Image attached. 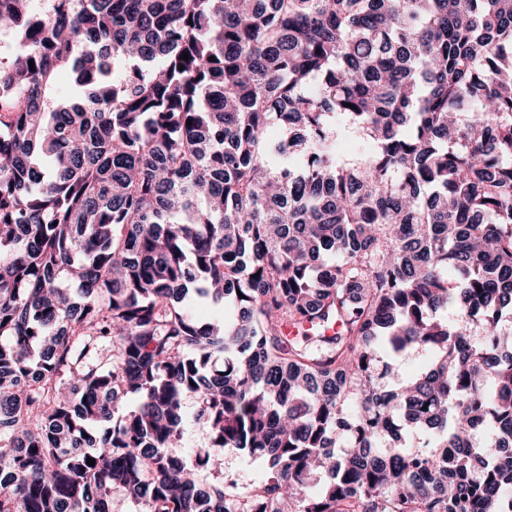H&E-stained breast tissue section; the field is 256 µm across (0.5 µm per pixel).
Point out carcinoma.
<instances>
[{"label": "carcinoma", "mask_w": 512, "mask_h": 512, "mask_svg": "<svg viewBox=\"0 0 512 512\" xmlns=\"http://www.w3.org/2000/svg\"><path fill=\"white\" fill-rule=\"evenodd\" d=\"M1 29L0 512H512V0H0ZM188 414V427L181 447L175 448L174 452L190 457L195 448H203L207 445L208 439L205 431L194 421V401H186ZM254 474V467L247 465L240 457L234 454L224 455V476L237 480L241 490H248Z\"/></svg>", "instance_id": "cac0c4a2"}]
</instances>
